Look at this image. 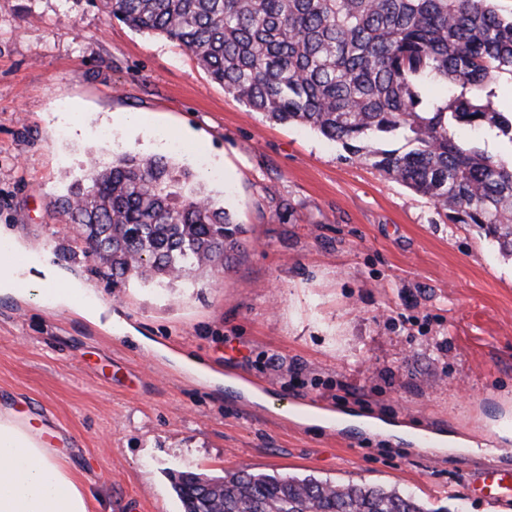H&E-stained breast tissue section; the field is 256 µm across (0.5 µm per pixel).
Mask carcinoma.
Returning a JSON list of instances; mask_svg holds the SVG:
<instances>
[{
	"label": "carcinoma",
	"instance_id": "carcinoma-1",
	"mask_svg": "<svg viewBox=\"0 0 512 512\" xmlns=\"http://www.w3.org/2000/svg\"><path fill=\"white\" fill-rule=\"evenodd\" d=\"M109 19L188 49L253 112L309 128L384 177L474 224L512 256V157L455 131L512 145V9L496 0H102ZM432 82L445 98L429 96ZM83 259L123 288L228 269L246 230L164 156L95 164L58 200ZM184 512H445L396 489L239 471L171 477Z\"/></svg>",
	"mask_w": 512,
	"mask_h": 512
}]
</instances>
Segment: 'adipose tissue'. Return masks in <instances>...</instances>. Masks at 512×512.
Returning <instances> with one entry per match:
<instances>
[{"mask_svg":"<svg viewBox=\"0 0 512 512\" xmlns=\"http://www.w3.org/2000/svg\"><path fill=\"white\" fill-rule=\"evenodd\" d=\"M25 296L40 305L73 304L77 289L43 266ZM86 491L53 449L42 447L26 428L0 414V512H89Z\"/></svg>","mask_w":512,"mask_h":512,"instance_id":"obj_1","label":"adipose tissue"}]
</instances>
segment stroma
<instances>
[{
  "label": "stroma",
  "mask_w": 512,
  "mask_h": 512,
  "mask_svg": "<svg viewBox=\"0 0 512 512\" xmlns=\"http://www.w3.org/2000/svg\"><path fill=\"white\" fill-rule=\"evenodd\" d=\"M129 150L173 158L244 224L228 271L116 288L63 259L58 197ZM0 226L97 305L0 295V409L60 449L92 512H183L172 474L239 470L500 512L473 484L512 472V257L99 0H0ZM436 434L478 449L421 447Z\"/></svg>",
  "instance_id": "1"
}]
</instances>
